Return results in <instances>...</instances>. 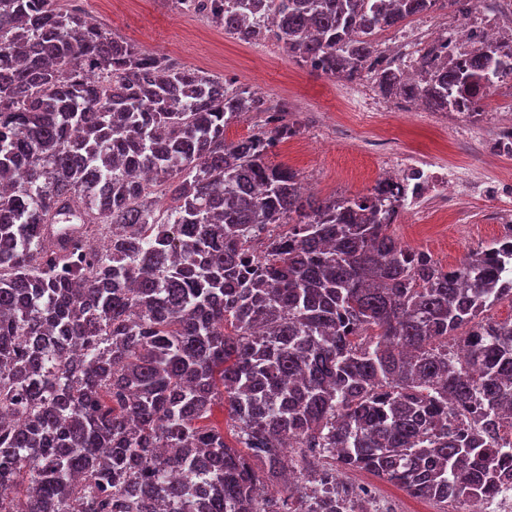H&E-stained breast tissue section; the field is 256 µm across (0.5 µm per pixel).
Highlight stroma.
<instances>
[{"mask_svg": "<svg viewBox=\"0 0 512 512\" xmlns=\"http://www.w3.org/2000/svg\"><path fill=\"white\" fill-rule=\"evenodd\" d=\"M83 14L112 34L145 50L169 56L188 68L248 86L270 100L286 101L303 126L297 136L278 145L273 163L283 164L311 183L312 197L324 200L367 193L370 174L379 155L374 140L398 138L407 150L432 153L448 165L477 169L487 178L512 167V162L485 163L470 152L465 141L472 132L490 135L512 124V83L493 88L479 120L459 128L441 113L425 114L420 122L403 121L398 104L380 95L370 75L347 82L311 72L288 56L272 38L246 43L224 32L205 17L175 6L172 0H71ZM452 8L435 6L405 24L383 32L377 49L409 65L420 44L408 37L410 28H428L431 38L447 36L457 19ZM498 206L489 199L462 205L447 224L431 225L421 218L392 226L402 243L429 252L441 265H458L472 251L492 243L501 234ZM345 480L372 487L376 497L393 504L397 512H437L436 503L412 497L403 489L364 471H349Z\"/></svg>", "mask_w": 512, "mask_h": 512, "instance_id": "obj_1", "label": "stroma"}]
</instances>
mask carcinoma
<instances>
[{
  "label": "carcinoma",
  "instance_id": "carcinoma-1",
  "mask_svg": "<svg viewBox=\"0 0 512 512\" xmlns=\"http://www.w3.org/2000/svg\"><path fill=\"white\" fill-rule=\"evenodd\" d=\"M175 2L245 42L275 19L297 62L433 112L459 85L479 115L476 75L512 74L484 49L422 89L377 67L380 32L438 0ZM250 112L263 126L226 141ZM298 132L58 0H0V512H370L356 469L442 512L501 492L512 319L484 313L512 301V241L441 266L394 238L382 188L304 196L270 161ZM61 223L106 245L52 262ZM218 404L232 443L204 423Z\"/></svg>",
  "mask_w": 512,
  "mask_h": 512
}]
</instances>
